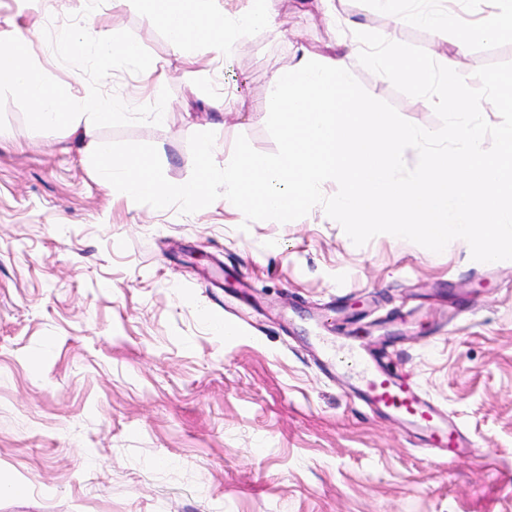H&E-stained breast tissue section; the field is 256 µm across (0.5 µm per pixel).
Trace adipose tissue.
<instances>
[{
    "label": "adipose tissue",
    "mask_w": 512,
    "mask_h": 512,
    "mask_svg": "<svg viewBox=\"0 0 512 512\" xmlns=\"http://www.w3.org/2000/svg\"><path fill=\"white\" fill-rule=\"evenodd\" d=\"M374 7L388 10L396 23L415 22L435 33L454 31L456 48L465 52L477 40H487L512 33V11L490 13L476 27L462 26L457 13L440 0H370ZM148 15L161 26L174 49L185 50L207 44L231 53L237 50L235 40L224 32V18L207 8V0H147Z\"/></svg>",
    "instance_id": "adipose-tissue-1"
}]
</instances>
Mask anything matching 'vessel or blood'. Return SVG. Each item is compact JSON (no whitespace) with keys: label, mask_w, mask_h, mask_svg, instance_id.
I'll return each mask as SVG.
<instances>
[{"label":"vessel or blood","mask_w":512,"mask_h":512,"mask_svg":"<svg viewBox=\"0 0 512 512\" xmlns=\"http://www.w3.org/2000/svg\"><path fill=\"white\" fill-rule=\"evenodd\" d=\"M320 368L330 377L349 376L354 397L372 414L400 421L420 447L445 452L452 459L471 454L457 421L418 384L393 372L382 355L364 350L357 336H349L341 353L321 351Z\"/></svg>","instance_id":"vessel-or-blood-1"}]
</instances>
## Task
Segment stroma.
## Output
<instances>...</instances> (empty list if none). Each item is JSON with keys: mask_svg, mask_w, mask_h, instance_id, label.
Wrapping results in <instances>:
<instances>
[{"mask_svg": "<svg viewBox=\"0 0 512 512\" xmlns=\"http://www.w3.org/2000/svg\"><path fill=\"white\" fill-rule=\"evenodd\" d=\"M334 5L331 19L320 0H276L275 28L227 57L174 50L144 0H103L88 32H132L165 79L118 70L102 91L130 106L164 87L170 98L161 125L99 137L154 144L175 184L191 176L196 132H215L220 165L241 134L274 152L261 112L273 73L328 54L345 24L469 76L512 61V36L459 55L455 32L395 25L364 0ZM82 9L0 0V38L27 34L36 64L79 98L86 77L43 31ZM346 64L405 120L439 127L425 99L357 56ZM0 113V512H512V260L389 234L358 247L321 208L248 224L220 199L188 215L132 207L93 169L81 130L32 131L11 99ZM350 330L452 413L476 457L418 447L322 374L310 344L344 348Z\"/></svg>", "mask_w": 512, "mask_h": 512, "instance_id": "35a3bbf8", "label": "stroma"}]
</instances>
